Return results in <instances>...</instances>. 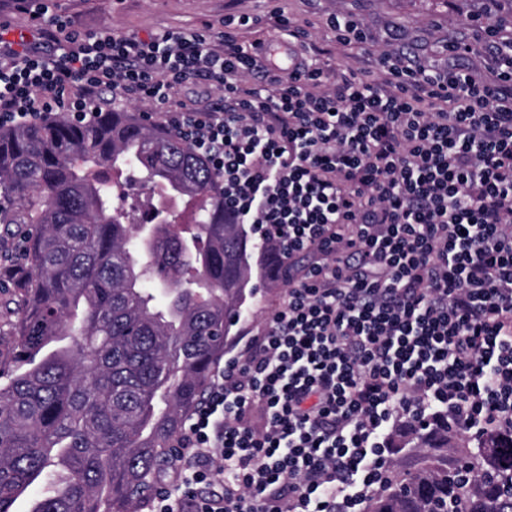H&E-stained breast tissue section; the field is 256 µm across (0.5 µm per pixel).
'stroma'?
<instances>
[{"label": "stroma", "mask_w": 512, "mask_h": 512, "mask_svg": "<svg viewBox=\"0 0 512 512\" xmlns=\"http://www.w3.org/2000/svg\"><path fill=\"white\" fill-rule=\"evenodd\" d=\"M50 16L74 19L89 32L111 31L114 36L142 38L165 31H187L212 25L221 30L225 16L250 14L263 17L284 12L310 31L312 44L331 52L330 65L346 76L358 69L374 68L380 51L407 53L424 66H451L444 46L471 35L473 20L485 13L512 20V0H45ZM352 14L371 35L365 45L336 48L326 26L330 13ZM282 282L266 280L248 304V313L232 331L226 356L242 348L246 331L261 326L267 312L282 301Z\"/></svg>", "instance_id": "stroma-1"}]
</instances>
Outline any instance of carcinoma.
<instances>
[{
    "label": "carcinoma",
    "mask_w": 512,
    "mask_h": 512,
    "mask_svg": "<svg viewBox=\"0 0 512 512\" xmlns=\"http://www.w3.org/2000/svg\"><path fill=\"white\" fill-rule=\"evenodd\" d=\"M185 201L136 223L133 185ZM0 224L22 225L0 355V512H140L272 269L213 168L135 112L0 126ZM366 512H512V431L400 428Z\"/></svg>",
    "instance_id": "cac0c4a2"
}]
</instances>
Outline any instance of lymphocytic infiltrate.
<instances>
[{"instance_id": "lymphocytic-infiltrate-1", "label": "lymphocytic infiltrate", "mask_w": 512, "mask_h": 512, "mask_svg": "<svg viewBox=\"0 0 512 512\" xmlns=\"http://www.w3.org/2000/svg\"><path fill=\"white\" fill-rule=\"evenodd\" d=\"M40 31L0 38V124L148 105L146 120L216 170L236 223L253 225L288 285L187 418L155 512H364L393 468L397 425L443 410L472 433L512 429L504 22L479 18L475 39L445 46H484L489 81L391 52L336 82L304 56L272 71L262 44L226 32L117 38L59 19ZM188 84L198 100L171 107Z\"/></svg>"}]
</instances>
